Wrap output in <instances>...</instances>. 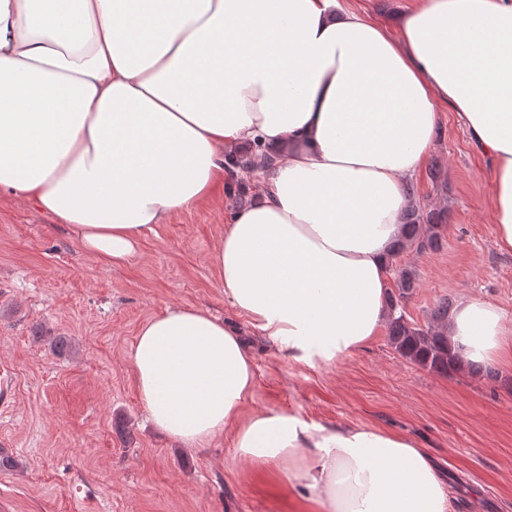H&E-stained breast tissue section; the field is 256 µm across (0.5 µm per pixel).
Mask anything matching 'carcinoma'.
I'll list each match as a JSON object with an SVG mask.
<instances>
[{
	"mask_svg": "<svg viewBox=\"0 0 512 512\" xmlns=\"http://www.w3.org/2000/svg\"><path fill=\"white\" fill-rule=\"evenodd\" d=\"M259 149L261 146L255 144L236 152L231 158V167L253 168L252 158ZM405 193L408 204L404 213V233L392 254L394 258L407 250L423 252L440 248L448 223V212L417 202L413 198L412 186H406ZM394 275L397 293L389 296L388 303V341L391 347L402 358L437 374L465 371L464 364L448 341V299L443 298L436 303L426 325L412 323L399 311V302L416 288L415 273L408 266L398 265L394 268Z\"/></svg>",
	"mask_w": 512,
	"mask_h": 512,
	"instance_id": "1",
	"label": "carcinoma"
}]
</instances>
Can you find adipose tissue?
Returning <instances> with one entry per match:
<instances>
[{
  "mask_svg": "<svg viewBox=\"0 0 512 512\" xmlns=\"http://www.w3.org/2000/svg\"><path fill=\"white\" fill-rule=\"evenodd\" d=\"M337 0H0V192L72 232L107 265L173 214L216 201L228 154L274 153L215 245L224 296L290 358L330 364L386 318L404 187L441 108L488 165L496 246L512 254V0H418L389 27ZM448 335L484 365L512 315L461 297ZM156 428L234 448L319 512H450L406 437L241 419L255 365L241 331L200 308L148 319L129 354Z\"/></svg>",
  "mask_w": 512,
  "mask_h": 512,
  "instance_id": "1",
  "label": "adipose tissue"
}]
</instances>
